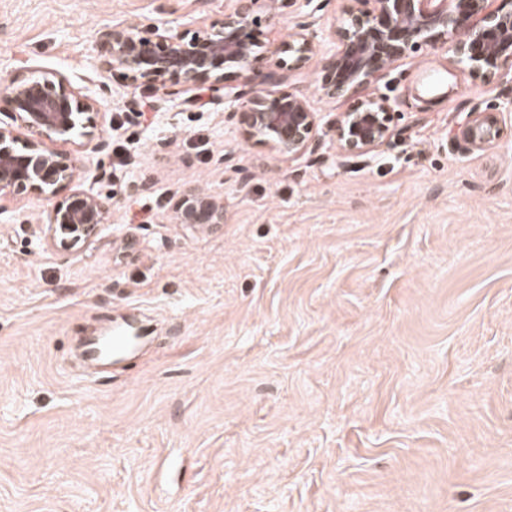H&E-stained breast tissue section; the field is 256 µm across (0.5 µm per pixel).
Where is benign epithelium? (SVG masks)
Masks as SVG:
<instances>
[{
  "mask_svg": "<svg viewBox=\"0 0 512 512\" xmlns=\"http://www.w3.org/2000/svg\"><path fill=\"white\" fill-rule=\"evenodd\" d=\"M263 0H239L224 18L203 23L193 34L169 22L147 27L112 26L98 31L105 49L102 63L119 68L126 86H146L162 97L206 86L224 92V102L239 114L247 139L279 155L296 156L319 145L318 113L297 94L276 89L274 75L257 66L275 59L281 67H299L316 54L315 35L301 25L288 41H257L256 9ZM372 8L352 12L335 30L339 46L328 58L321 91L343 98L373 83L390 65L428 43L451 40L471 74L485 77L512 72V0H370ZM238 78L255 89L249 98L226 89ZM7 120H0V198L33 195L52 201L74 179L77 159L53 144L93 139L98 132V100L72 85L58 71L12 78L3 98ZM396 113L388 100L368 98L339 113L334 122L336 146L343 154H365L387 143ZM27 137H22L23 133ZM498 118L473 112L457 132L469 148L496 144ZM176 224L224 223V200L187 190L175 202ZM110 210L92 188L71 192L48 214L52 246L65 252L83 249L109 223Z\"/></svg>",
  "mask_w": 512,
  "mask_h": 512,
  "instance_id": "7a95c632",
  "label": "benign epithelium"
}]
</instances>
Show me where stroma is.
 I'll return each mask as SVG.
<instances>
[{"mask_svg":"<svg viewBox=\"0 0 512 512\" xmlns=\"http://www.w3.org/2000/svg\"><path fill=\"white\" fill-rule=\"evenodd\" d=\"M234 6L0 0V98L47 70L96 91L106 149L60 150L99 154L73 186L110 207L98 240L60 252L49 203L0 199V512H512V75L425 45L332 100L326 49L364 0L282 7L262 41L306 24L323 45L284 85L320 145L288 158L207 90L164 100L100 66L102 27L192 31ZM372 96L396 112L388 144L337 156L333 119ZM144 100L116 194V120ZM471 112L499 115L495 146L456 139ZM194 187L224 200L205 233L170 219ZM119 314L150 344L83 372L76 345Z\"/></svg>","mask_w":512,"mask_h":512,"instance_id":"35a3bbf8","label":"stroma"}]
</instances>
